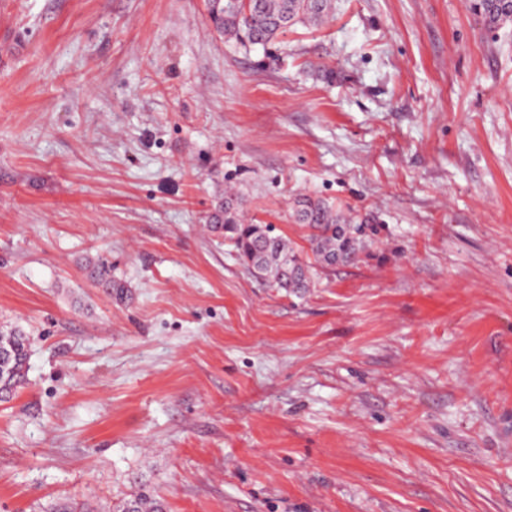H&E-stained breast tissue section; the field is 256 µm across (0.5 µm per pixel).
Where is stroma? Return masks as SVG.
Wrapping results in <instances>:
<instances>
[{"label": "stroma", "mask_w": 512, "mask_h": 512, "mask_svg": "<svg viewBox=\"0 0 512 512\" xmlns=\"http://www.w3.org/2000/svg\"><path fill=\"white\" fill-rule=\"evenodd\" d=\"M228 191L302 258L299 194L375 242L263 286ZM5 323L0 512H512V25L335 0L261 47L205 0H0ZM89 277L112 295V292L120 299L127 297L125 287L118 284L112 278V267L102 261H89L84 266ZM113 288V289H112ZM116 288V289H115ZM0 349L9 353L7 368L10 372L0 378V400H7L21 388L26 380L28 337L17 326H0Z\"/></svg>", "instance_id": "obj_1"}]
</instances>
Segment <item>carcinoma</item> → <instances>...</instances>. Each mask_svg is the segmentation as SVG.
Returning <instances> with one entry per match:
<instances>
[{
    "instance_id": "1",
    "label": "carcinoma",
    "mask_w": 512,
    "mask_h": 512,
    "mask_svg": "<svg viewBox=\"0 0 512 512\" xmlns=\"http://www.w3.org/2000/svg\"><path fill=\"white\" fill-rule=\"evenodd\" d=\"M209 17L219 35L245 39L254 46H264L297 24L319 25L332 13L333 0H254L249 12H229L217 0H206ZM490 27L512 23V10H504L496 0H476ZM295 220L309 229L308 243L314 262L303 260L294 247L274 235L263 224H245L238 220L232 199L222 203L213 216L212 230L222 232L232 241L236 257L245 269L250 262L260 263L264 280L272 288L305 289L310 287L314 266H334L359 258L366 247L365 233L358 224L335 206L306 195L294 201ZM89 277L119 298L127 296L124 286L112 278V267L102 261L84 266ZM0 349L9 353V373L0 377V400H7L26 380L28 337L17 326H0ZM122 512H162L161 506L145 495L136 496L122 506Z\"/></svg>"
}]
</instances>
